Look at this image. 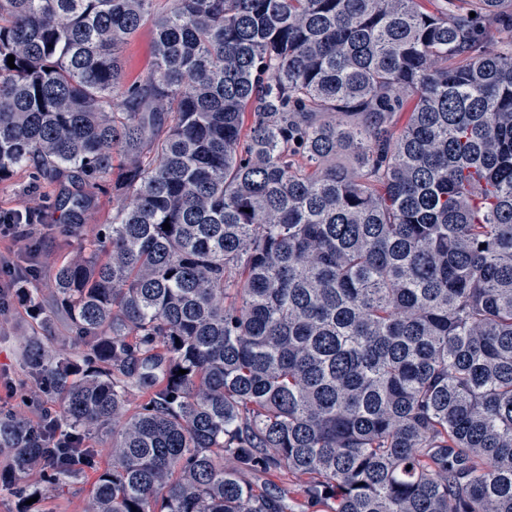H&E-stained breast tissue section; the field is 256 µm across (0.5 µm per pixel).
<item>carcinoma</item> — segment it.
Segmentation results:
<instances>
[{"instance_id": "obj_1", "label": "carcinoma", "mask_w": 512, "mask_h": 512, "mask_svg": "<svg viewBox=\"0 0 512 512\" xmlns=\"http://www.w3.org/2000/svg\"><path fill=\"white\" fill-rule=\"evenodd\" d=\"M159 2L0 0V181L112 197L0 448L66 484L52 426L110 434L85 512H512V0ZM126 80L131 82L146 74L153 60V35L150 27L142 28L124 47ZM243 478L248 482L261 486L263 489L266 487L274 492L275 490H280L283 493L286 502L289 504V507L294 509L292 512H301L300 510H307L306 508H302L300 506L303 498L300 493L296 491L297 487L294 486V483L288 482L287 478L278 474H269L265 476L246 474Z\"/></svg>"}]
</instances>
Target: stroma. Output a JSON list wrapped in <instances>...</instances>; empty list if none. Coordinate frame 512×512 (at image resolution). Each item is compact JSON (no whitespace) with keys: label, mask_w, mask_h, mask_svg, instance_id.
<instances>
[{"label":"stroma","mask_w":512,"mask_h":512,"mask_svg":"<svg viewBox=\"0 0 512 512\" xmlns=\"http://www.w3.org/2000/svg\"><path fill=\"white\" fill-rule=\"evenodd\" d=\"M60 194L59 184L36 180L27 169L16 170L8 181L0 183V211L36 209L35 221L46 240L41 256L35 260L38 274L25 283L38 295L43 318H36L18 298L0 310V417L11 416L33 427L42 421L46 401L22 360V345L46 324L56 346L66 347L72 359H80V348L68 342L67 320L56 310L53 276L77 249L97 237L102 225L112 220L109 196L96 195L85 213L69 217L58 205ZM72 222L80 224V236L65 233L66 224ZM86 445L96 451L94 467L83 468L76 479L61 485L46 483L39 473L20 472L13 450L0 448V512H84L97 472L108 463L110 439L105 435L92 437Z\"/></svg>","instance_id":"stroma-1"}]
</instances>
